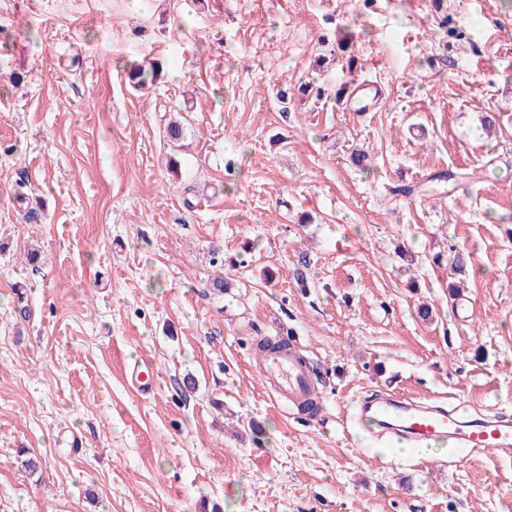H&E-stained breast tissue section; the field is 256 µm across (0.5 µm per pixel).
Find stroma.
I'll return each mask as SVG.
<instances>
[{"label": "stroma", "instance_id": "obj_1", "mask_svg": "<svg viewBox=\"0 0 512 512\" xmlns=\"http://www.w3.org/2000/svg\"><path fill=\"white\" fill-rule=\"evenodd\" d=\"M149 3L0 0V512H512V461L352 423L512 413V0ZM275 335L317 415L266 394ZM382 101L381 90L371 83L358 85L347 100V112H370L378 108Z\"/></svg>", "mask_w": 512, "mask_h": 512}]
</instances>
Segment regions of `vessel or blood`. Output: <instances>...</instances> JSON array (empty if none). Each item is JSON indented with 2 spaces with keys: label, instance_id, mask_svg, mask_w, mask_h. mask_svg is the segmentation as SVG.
Wrapping results in <instances>:
<instances>
[{
  "label": "vessel or blood",
  "instance_id": "b4317fda",
  "mask_svg": "<svg viewBox=\"0 0 512 512\" xmlns=\"http://www.w3.org/2000/svg\"><path fill=\"white\" fill-rule=\"evenodd\" d=\"M381 101L380 89L366 83L354 88L347 109L369 112ZM260 359L258 376L277 402L296 406L312 397L316 389L313 372L292 343L269 349ZM360 416L377 424L381 432L402 436L414 446L427 447L445 440L459 448L512 461V417L507 415L469 419L451 406L377 397L363 401Z\"/></svg>",
  "mask_w": 512,
  "mask_h": 512
}]
</instances>
